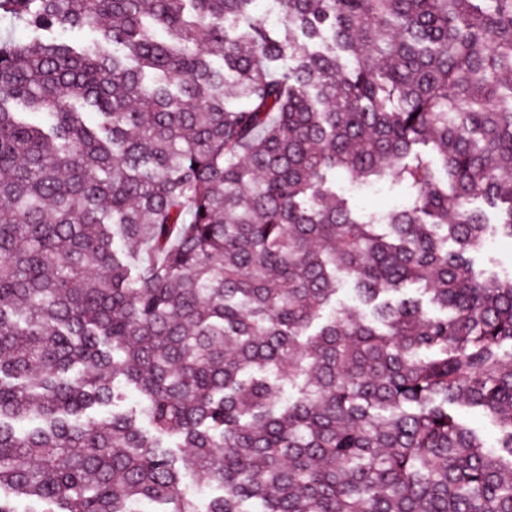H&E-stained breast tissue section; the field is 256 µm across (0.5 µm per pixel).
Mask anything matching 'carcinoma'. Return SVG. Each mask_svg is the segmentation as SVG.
<instances>
[{"label":"carcinoma","instance_id":"carcinoma-1","mask_svg":"<svg viewBox=\"0 0 512 512\" xmlns=\"http://www.w3.org/2000/svg\"><path fill=\"white\" fill-rule=\"evenodd\" d=\"M258 2L0 0V512H512V0ZM332 189L337 197L348 203L354 213L365 220L375 211L386 214L393 209H399L408 202L411 193L406 183L397 179L367 183L338 173ZM472 206L484 214L488 224L484 247L470 254L474 267L495 274L500 280L512 278V238L502 237L497 233V212L486 201L475 200ZM490 239L497 241L496 249L490 248ZM453 413L461 422L478 432L488 444L495 443L500 428L492 418L464 406L455 407Z\"/></svg>","mask_w":512,"mask_h":512}]
</instances>
